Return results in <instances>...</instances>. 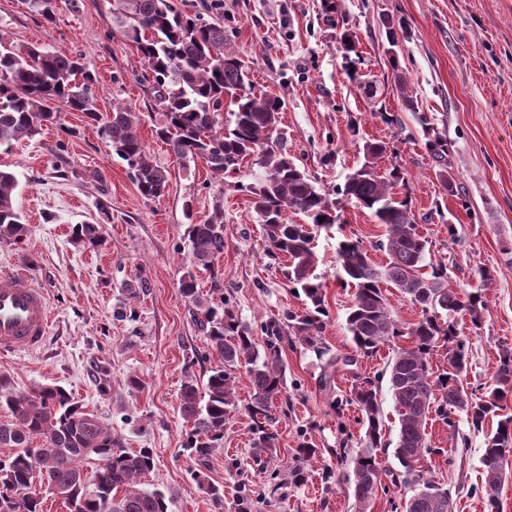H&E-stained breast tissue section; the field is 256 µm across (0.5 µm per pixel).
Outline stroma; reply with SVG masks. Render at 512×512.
Masks as SVG:
<instances>
[{
  "mask_svg": "<svg viewBox=\"0 0 512 512\" xmlns=\"http://www.w3.org/2000/svg\"><path fill=\"white\" fill-rule=\"evenodd\" d=\"M183 14L223 25L224 37L251 67L255 93L284 97L279 142L317 187L337 204L338 221L319 230L316 275L324 285L328 318L321 345L329 356L351 355L346 330L352 289L336 276L339 238L362 240L385 264L377 243L384 228L370 212L336 191L363 161L365 141L396 150L407 172L405 188L428 262H442L459 290L483 288L488 307L471 335L465 386L485 394L503 347H512V0H337L339 28L325 20L323 0H173ZM116 0H58L56 23L28 12L21 0H0V35L16 44L82 55L97 77L101 112L113 104L136 107L139 134L152 159L170 173L166 194L142 197L124 161L112 155L97 125L80 112H62L58 124L0 152V168L17 179L14 203L30 229L18 245L0 244V273L30 275L52 311L42 349L0 357V374L17 390L38 384L64 387L87 412L111 427L126 448H150L155 468L145 489L167 491L171 512H219L206 484L224 489V509L238 512H356L351 482L364 419L349 398L358 379L379 388L385 440L384 467L396 468V404L385 369L384 346L372 357L328 372L313 347L297 336L282 345L286 388L274 407L275 446L254 457L245 406L252 393L244 369L236 371L238 407L224 424V446L207 464L184 449L191 425L182 416L179 389L185 373L206 380L220 359L190 317L179 292L188 245L187 219L204 221L224 204V253L216 268L238 318L251 328L301 308L304 299L266 253L262 226L243 187L256 171L246 159L238 173L219 179L205 161L180 166L155 136L164 116L146 62L134 43L110 25ZM404 20L389 44L384 18ZM352 33L356 67L376 80L366 97L349 78L339 50L341 30ZM398 65H391V55ZM407 81V97L394 89L393 69ZM389 112L398 124L385 123ZM448 140L445 163L426 148L427 128ZM111 219L97 249L75 243L77 224L100 223L98 201ZM192 217H185V207ZM456 237H449V228ZM491 278L481 281L480 270ZM138 296H129V288ZM138 376L140 390L127 385ZM458 432L436 416L427 425L425 468L447 487L454 512H485L477 489L488 432L455 418ZM316 453L305 458L301 443Z\"/></svg>",
  "mask_w": 512,
  "mask_h": 512,
  "instance_id": "stroma-1",
  "label": "stroma"
}]
</instances>
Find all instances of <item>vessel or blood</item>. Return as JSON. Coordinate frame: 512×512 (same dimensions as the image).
Listing matches in <instances>:
<instances>
[{"label":"vessel or blood","instance_id":"b4317fda","mask_svg":"<svg viewBox=\"0 0 512 512\" xmlns=\"http://www.w3.org/2000/svg\"><path fill=\"white\" fill-rule=\"evenodd\" d=\"M52 322L44 291L26 276H0V354L41 348Z\"/></svg>","mask_w":512,"mask_h":512}]
</instances>
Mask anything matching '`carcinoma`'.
Masks as SVG:
<instances>
[{
  "instance_id": "1",
  "label": "carcinoma",
  "mask_w": 512,
  "mask_h": 512,
  "mask_svg": "<svg viewBox=\"0 0 512 512\" xmlns=\"http://www.w3.org/2000/svg\"><path fill=\"white\" fill-rule=\"evenodd\" d=\"M23 3L46 22L55 21L57 0ZM111 21L112 30L136 44L146 61L154 99L164 113L155 136L178 163L203 159L213 175L224 177L238 171L244 159L257 157L260 173L253 183L238 189L249 193L265 232L267 254L286 259V278L304 295L305 307L262 323L264 342L258 345L252 328L238 320L224 299L218 273H213L212 293L219 301L200 294L196 285L195 271L214 269L224 254V204L216 203L201 224L193 222L191 205L185 204L189 252L179 291L192 307L208 350L224 360V367L212 370L204 383L187 374L179 400L181 413L191 425L183 447L204 465L224 445V421L236 407L235 369L246 367L253 387L246 412L255 435V453L261 454L275 447L269 426L275 401L285 390L284 337L291 329L306 344L318 347L327 307L324 285L314 274L313 242L316 232L335 224L337 216L306 171L273 143L285 99L255 94L248 62L224 39V26L201 16H184L170 0H118ZM96 85L80 55L0 38V148L8 152L14 143L34 137L55 124L62 110L82 112L98 124L99 135L112 153L126 162L140 195L162 196L169 175L153 162L138 134L140 112L125 104L113 106L109 113L98 112ZM226 108L229 118L225 120ZM426 132V146L436 161H444L448 140L429 128ZM386 155V143L365 144L363 163L341 189L346 199L370 211L385 226L377 248L388 256L386 265L379 266L359 240L346 237L337 243L338 278L354 289L346 328L356 351L364 356L407 339L387 362L399 423L393 451L400 465L397 477L405 486H418L405 500L404 512H448V489L427 477L424 468L428 421L434 413L446 415L445 408L463 395L458 412L465 414L470 427L482 429L500 402L512 397V351L502 352L489 396L469 397L463 374L470 337L457 331L456 316H469L472 326L480 329L487 300L478 290L458 292L440 263L425 271L428 241L419 233L409 197H397L407 172L393 162L379 173L378 160ZM15 189L14 174L0 169V243L18 244L29 234L14 204ZM290 211L303 215L306 223L288 221ZM73 234L76 241L93 247L105 242L99 224H79ZM389 285L420 308L417 321L406 325L394 316L385 294ZM437 346L446 348L448 368L436 375L429 355ZM351 402L365 424L353 484L358 512H366L381 483L377 451L386 447L385 423L370 381L353 387ZM0 409L10 412V420H0V448L12 449L7 458H0V512H42V499L34 487L38 482L47 483L68 512H170V495L140 488L141 479L154 468L153 450L124 448L112 428L86 412L63 387L41 385L19 391L1 374ZM511 456L512 416H508L485 441L482 490L487 512H500L503 463Z\"/></svg>"
}]
</instances>
